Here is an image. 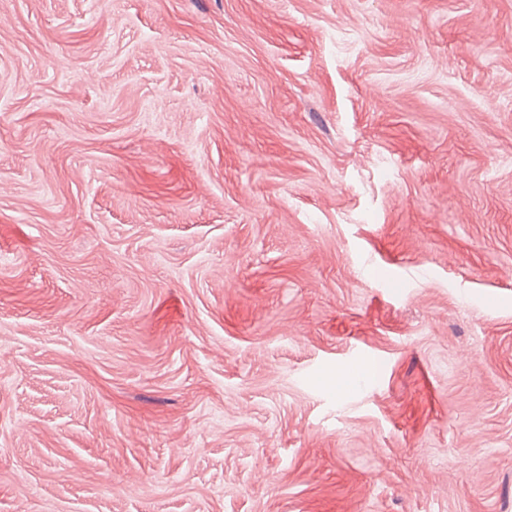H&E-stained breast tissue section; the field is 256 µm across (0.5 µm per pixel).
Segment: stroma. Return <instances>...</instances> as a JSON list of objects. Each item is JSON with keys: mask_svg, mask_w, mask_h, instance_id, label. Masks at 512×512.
Masks as SVG:
<instances>
[{"mask_svg": "<svg viewBox=\"0 0 512 512\" xmlns=\"http://www.w3.org/2000/svg\"><path fill=\"white\" fill-rule=\"evenodd\" d=\"M0 512H512V0H0Z\"/></svg>", "mask_w": 512, "mask_h": 512, "instance_id": "1", "label": "stroma"}]
</instances>
